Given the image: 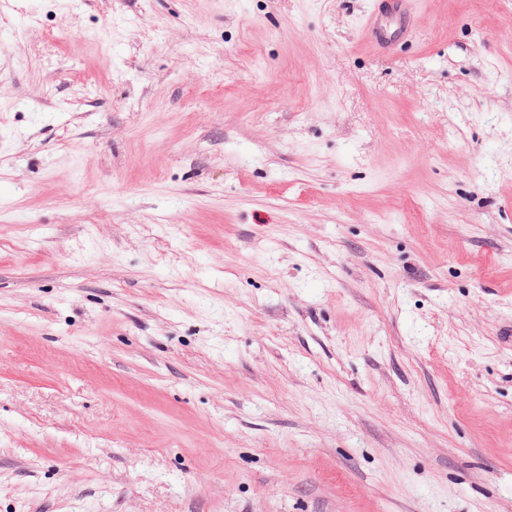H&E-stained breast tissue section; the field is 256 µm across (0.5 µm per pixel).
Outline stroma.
<instances>
[{
  "label": "stroma",
  "mask_w": 512,
  "mask_h": 512,
  "mask_svg": "<svg viewBox=\"0 0 512 512\" xmlns=\"http://www.w3.org/2000/svg\"><path fill=\"white\" fill-rule=\"evenodd\" d=\"M0 9V512H512V0ZM378 1V11L368 27L372 42L380 48L390 47L403 39L411 29V3L413 0Z\"/></svg>",
  "instance_id": "1"
}]
</instances>
